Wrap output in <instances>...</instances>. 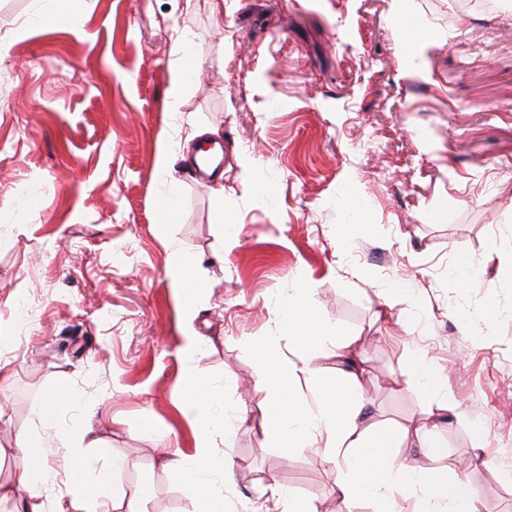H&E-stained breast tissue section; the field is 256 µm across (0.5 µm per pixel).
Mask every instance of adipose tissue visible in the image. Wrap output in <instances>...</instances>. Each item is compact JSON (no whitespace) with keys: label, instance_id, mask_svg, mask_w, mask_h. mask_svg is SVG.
<instances>
[{"label":"adipose tissue","instance_id":"adipose-tissue-1","mask_svg":"<svg viewBox=\"0 0 512 512\" xmlns=\"http://www.w3.org/2000/svg\"><path fill=\"white\" fill-rule=\"evenodd\" d=\"M323 355L336 361L333 392L328 395L316 389L310 401L299 399L293 391L299 381L315 380L308 358L297 362L273 358L263 381L270 401L264 418L269 439L292 449L327 448L337 471L336 494L343 502L370 500L377 512H402L406 504L413 505L414 512H479V497L465 482L455 481L456 493L451 496L443 491L439 474L415 467L409 451L416 448L430 453L434 446L431 426L422 422L376 429L369 422L362 370L349 358L345 345L324 348ZM183 392L200 424L193 454L178 456L172 465L196 498L199 512H223L224 493L209 479L219 470L212 410L222 401L223 389L189 366ZM377 448L382 449V458H375ZM69 454L73 465L68 502L50 508L33 492L21 503V512H98L97 498L89 490L106 484L112 470L91 467L79 449H70Z\"/></svg>","mask_w":512,"mask_h":512}]
</instances>
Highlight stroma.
<instances>
[{
    "label": "stroma",
    "instance_id": "1",
    "mask_svg": "<svg viewBox=\"0 0 512 512\" xmlns=\"http://www.w3.org/2000/svg\"><path fill=\"white\" fill-rule=\"evenodd\" d=\"M57 6L0 0V483L37 435L61 453L31 482L66 495L64 449L90 425L86 456L124 462L103 496L146 482V512H195L165 464L195 446L189 359L224 386V512H267L275 487L301 508L373 512L337 500L322 455L262 429L272 355L323 326L354 339L382 424L436 411L409 378L426 351L462 414L419 466L512 512V6L67 0L62 21ZM403 12L426 27L419 75ZM211 135L223 170L188 182L187 152ZM178 253L198 287L173 278ZM301 287L307 307L285 314ZM477 447L487 466L462 469Z\"/></svg>",
    "mask_w": 512,
    "mask_h": 512
}]
</instances>
